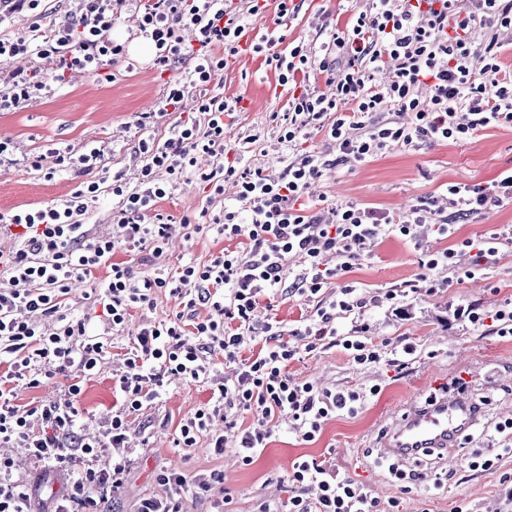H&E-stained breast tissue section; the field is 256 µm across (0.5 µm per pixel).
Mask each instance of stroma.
Wrapping results in <instances>:
<instances>
[{"label": "stroma", "instance_id": "stroma-1", "mask_svg": "<svg viewBox=\"0 0 512 512\" xmlns=\"http://www.w3.org/2000/svg\"><path fill=\"white\" fill-rule=\"evenodd\" d=\"M296 10L279 16L270 9L264 21L266 29L280 28L286 40L319 45L331 28L345 24L351 10L371 11L373 0H295ZM168 74L154 67L151 57H138L136 64L121 60L112 67L111 80L81 74L70 78L64 88L47 99L16 112H0V140H11L12 154L0 161V215L27 204L47 203L65 198L81 182L75 173L47 175L32 168L33 156L53 147L83 150L87 145L102 146L104 155L100 170L122 173L127 182L137 184L141 162L136 153L144 133L165 139L172 123L192 120L190 106L180 111L156 116L153 123L140 126L141 114L155 113ZM224 96L241 98L243 111L232 114L224 128V140L237 145L254 134L246 159L251 167L276 176L283 165L279 129L274 113L288 106L289 93L279 74L266 66L263 58L254 56L236 70L224 71L217 81ZM512 169V126H490L476 132L467 141H420L413 147L394 144L376 160L351 162L323 171L309 189L316 200V210L329 214L332 208L348 200H356L383 212L401 213L410 207L439 196L443 185L452 182L488 185L501 172ZM234 189L225 186L223 198L207 201L202 189L192 183L177 186L162 200L158 208L181 223L184 217H195L206 206L223 208L232 199ZM415 240L391 236L379 242L372 258L361 261L349 274L361 293L373 296L389 289H408L401 301L405 315H395L386 306H368L364 319L370 325L375 341L409 339L417 344L415 355L403 366L382 363L360 368L340 347H321L301 354L288 366L298 380H311L323 386L358 389L380 385L382 391L371 398L354 416L340 415L329 420L320 438L312 444L301 442L288 421L274 428L273 441L251 465L244 466L212 454L206 445L181 451L173 439L178 424L204 403L210 392L205 385L175 380L165 386L162 396L136 417L129 451L130 474L121 496L110 501V512H134L139 497L146 493H162L156 470L165 465L183 470L188 476L203 477L212 471L224 474L212 497L188 498L183 512H210L213 498L231 493L237 512H253L259 499L268 496L285 498L292 489L285 477L293 462L302 455L326 460L342 474L363 483L381 501H399L400 512H454L456 506L469 512H489L499 489L502 474L512 473V456L501 458L493 472L473 471L465 467L463 458L475 449L493 454L497 444L491 434L498 421L512 418V339L456 320L457 307L476 305L491 310L512 298V247H502L497 263L487 279L451 284L435 292L411 293L420 268V250L439 251L452 247V240L441 239L432 225L415 230ZM512 236V205L492 206L461 224L457 237L479 238L490 234ZM228 243L207 231L191 236L174 234L166 250L169 267L178 266L181 258L190 256L204 262L219 254ZM312 300L278 291L271 299H262L255 318L277 321L284 329L304 326L312 313ZM130 342L128 336L115 337L110 356L98 374L81 377L70 369L51 383L36 389H19V401L55 400L65 397L73 379H81L82 420L80 431L96 435L110 411L112 373L121 369ZM450 372L472 378L475 398H490L488 415L474 431L473 439L464 446L449 449L446 457L436 455L421 461H408L422 475L411 490L378 464L369 448L379 431L395 412L413 399H422L433 391L432 372ZM147 430L149 441L139 432Z\"/></svg>", "mask_w": 512, "mask_h": 512}]
</instances>
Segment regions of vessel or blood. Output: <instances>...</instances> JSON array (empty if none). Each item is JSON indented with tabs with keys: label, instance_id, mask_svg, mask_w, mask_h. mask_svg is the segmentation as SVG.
I'll list each match as a JSON object with an SVG mask.
<instances>
[{
	"label": "vessel or blood",
	"instance_id": "1",
	"mask_svg": "<svg viewBox=\"0 0 512 512\" xmlns=\"http://www.w3.org/2000/svg\"><path fill=\"white\" fill-rule=\"evenodd\" d=\"M425 402H412L396 414L381 432L376 448L381 457L409 459L421 453H435L456 447L469 437L482 413L468 392L445 386Z\"/></svg>",
	"mask_w": 512,
	"mask_h": 512
}]
</instances>
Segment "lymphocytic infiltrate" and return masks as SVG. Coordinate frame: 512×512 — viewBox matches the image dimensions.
<instances>
[{
  "label": "lymphocytic infiltrate",
  "instance_id": "1",
  "mask_svg": "<svg viewBox=\"0 0 512 512\" xmlns=\"http://www.w3.org/2000/svg\"><path fill=\"white\" fill-rule=\"evenodd\" d=\"M43 0H0V25L22 17L30 22L25 35H0V62L12 63L0 82V112H14L46 98L67 75H102L126 47L112 38L117 17L112 0H75L59 20L46 22ZM229 0H142L138 28L153 51L157 69L188 64L184 76L170 79L158 110L178 109L192 100L198 121L171 125L167 139L149 135L139 140L143 162L137 185L112 177V219L119 236H100L88 227L89 209L99 199L100 184L81 182L71 196L0 217L11 229L14 245L0 250V446L26 448L43 468L44 478H66L61 495L44 500L37 488L15 478L10 459L0 458V512H100L101 496L118 491L129 469L128 441L133 418L161 395L167 382L184 379L207 385L210 397L183 419L174 445L181 450L206 443L214 455L224 453V431L243 416L251 423L240 430L237 455L252 464L272 441L271 423L285 413L297 437L312 442L325 423L354 415L381 388L336 389L296 380L289 364L315 351L323 341L342 347L358 365L380 361L397 364L414 355L415 344L374 343L363 319L366 297L347 283L360 260L372 257L379 240L398 234L413 237L416 225L434 224L438 235H453L454 226L481 214L488 206L512 203V170L489 186L451 183L445 188L447 209L420 204L390 215L349 200L337 205L330 222H321L302 197L331 163L369 162L389 144L415 146L417 141L463 140L489 126L512 125V75L500 62L496 28L512 26V0H377L374 12L352 14L344 28L331 29L318 48L286 41L271 32L255 53L300 91L288 109L275 113L279 141L292 151L279 176L251 169L224 144V119L238 102L213 91L224 71V59L238 48L244 14H256L259 0H248L246 12L230 11ZM481 68H474L473 59ZM386 83L375 81L384 67ZM337 75L333 96L306 83L311 72ZM430 91L418 96L420 86ZM393 106L397 119H381ZM325 133L336 145L335 160L302 150L309 129ZM102 151L90 147L50 149L35 156L34 169L51 160L56 172L88 171ZM210 158L201 166L200 158ZM193 180L210 196L235 189V203L210 213L208 231L227 240L244 239L240 250H224L200 262L188 259L176 268L165 262V247L176 231L158 204L180 182ZM463 249L475 261L458 266L455 252H422L420 282L428 291L438 283L432 273L445 269L456 282L486 276L499 255L498 238L466 239ZM149 252L151 269L135 271L116 252ZM297 257L300 271L289 274L286 263ZM104 278H97L98 270ZM88 286L86 297L102 308V325L91 315L75 317L67 300L74 284ZM287 286L289 293L316 299L305 328L284 330L278 323L257 325L259 298ZM181 301L182 313L147 320L130 328L134 310L153 306L157 292ZM212 308V317L186 325L184 315L197 307ZM455 318L512 338V299L493 310L475 306L455 310ZM132 331L124 369L112 377L117 408L94 438L79 436L82 413L75 402L80 383L68 387L67 401L21 405L19 386L43 381L78 367L84 376L98 373L110 353L113 337ZM259 345L257 355L243 350ZM222 352L237 367L232 380L214 381L211 355ZM237 428V427H236ZM110 451L102 468L89 467L77 478L69 473L78 459H97ZM167 488L158 498L142 495L136 512H182L188 495H202L222 482L218 472L188 480L184 473L161 467ZM298 494L264 499L256 512H387L365 485L342 476L335 465L298 458L287 475Z\"/></svg>",
  "mask_w": 512,
  "mask_h": 512
}]
</instances>
